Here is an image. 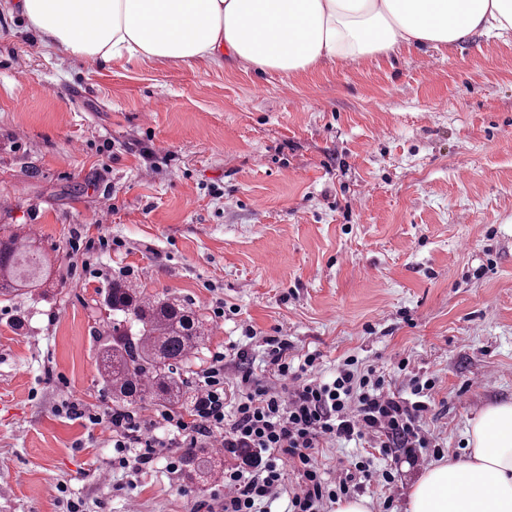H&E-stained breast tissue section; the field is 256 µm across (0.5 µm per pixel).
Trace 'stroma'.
<instances>
[{
	"label": "stroma",
	"mask_w": 512,
	"mask_h": 512,
	"mask_svg": "<svg viewBox=\"0 0 512 512\" xmlns=\"http://www.w3.org/2000/svg\"><path fill=\"white\" fill-rule=\"evenodd\" d=\"M4 2L0 225L55 264L32 297H0V512H67L72 499L192 512L223 494V473L203 483L161 458L113 471L106 424L65 413L112 406L98 349L103 295L121 278L210 323L196 373L233 346L255 382L279 388L264 343L279 328L292 362L316 354L329 379L347 358L406 398L412 377L435 379L421 421L433 447L372 456L366 498L404 512L412 479L465 455L483 405L512 399V33L289 76L103 66L43 47ZM75 239L91 252L73 253ZM363 453L326 440L318 460L332 481Z\"/></svg>",
	"instance_id": "35a3bbf8"
}]
</instances>
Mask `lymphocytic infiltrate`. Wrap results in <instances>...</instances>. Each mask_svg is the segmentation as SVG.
Here are the masks:
<instances>
[{
  "mask_svg": "<svg viewBox=\"0 0 512 512\" xmlns=\"http://www.w3.org/2000/svg\"><path fill=\"white\" fill-rule=\"evenodd\" d=\"M265 343L268 365L281 382V391L253 387L251 372L241 363L237 366L239 391L229 396L225 354L214 352L198 375L195 419L188 422L179 415L162 414L166 437L156 436L153 426L129 409L112 408L100 415L72 401L67 411L93 425L108 424L116 470L139 474L162 456L169 473H178L180 449L198 447L205 440L234 458L242 450H254L249 467L225 469L223 497L197 501L194 512H257L291 473L296 486L288 498L287 512H322L324 505L363 491L362 477L370 472L364 460L336 481L324 479L316 458L324 440L372 437L382 452L398 450L412 458L430 447L421 428L427 403L385 390L384 378L375 370L355 369L349 359L326 381L312 373L315 355H306L296 366L288 359L287 338L269 336Z\"/></svg>",
  "mask_w": 512,
  "mask_h": 512,
  "instance_id": "lymphocytic-infiltrate-1",
  "label": "lymphocytic infiltrate"
}]
</instances>
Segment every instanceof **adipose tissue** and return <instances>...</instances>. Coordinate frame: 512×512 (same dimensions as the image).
Instances as JSON below:
<instances>
[{
  "label": "adipose tissue",
  "instance_id": "adipose-tissue-1",
  "mask_svg": "<svg viewBox=\"0 0 512 512\" xmlns=\"http://www.w3.org/2000/svg\"><path fill=\"white\" fill-rule=\"evenodd\" d=\"M44 46L119 60L251 63L285 75L403 46L512 31V0H14ZM468 453L422 470L404 512H512V400L484 407Z\"/></svg>",
  "mask_w": 512,
  "mask_h": 512
}]
</instances>
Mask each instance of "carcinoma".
Returning a JSON list of instances; mask_svg holds the SVG:
<instances>
[{"mask_svg": "<svg viewBox=\"0 0 512 512\" xmlns=\"http://www.w3.org/2000/svg\"><path fill=\"white\" fill-rule=\"evenodd\" d=\"M51 260L29 236L0 234V295H28L43 287ZM112 313V337L100 344L103 381L112 407L126 409L151 397L174 411L191 388L192 355L208 329L202 317L181 300L146 295L116 281L104 297Z\"/></svg>", "mask_w": 512, "mask_h": 512, "instance_id": "carcinoma-1", "label": "carcinoma"}]
</instances>
